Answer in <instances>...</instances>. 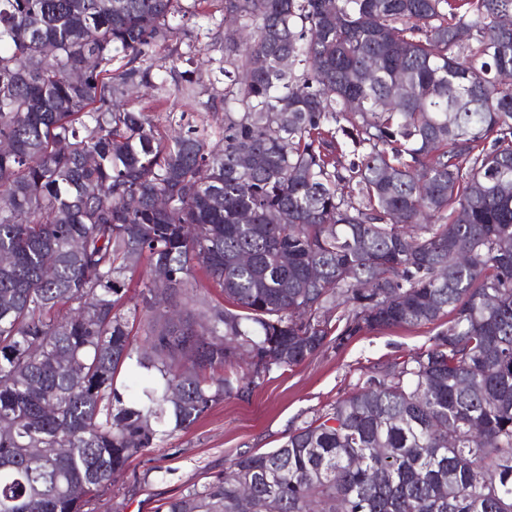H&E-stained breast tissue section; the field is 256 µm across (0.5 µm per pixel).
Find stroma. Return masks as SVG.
<instances>
[{
    "label": "stroma",
    "mask_w": 512,
    "mask_h": 512,
    "mask_svg": "<svg viewBox=\"0 0 512 512\" xmlns=\"http://www.w3.org/2000/svg\"><path fill=\"white\" fill-rule=\"evenodd\" d=\"M223 6V0H202L197 21L179 27L155 50L159 62L175 58L179 70L194 68L204 87L196 101L184 99L172 84L163 94L127 100L129 109L153 115L160 135L173 134L184 111L209 133L224 127V77L217 70L224 32L216 27ZM437 330L431 324L366 332L342 348H324L291 370L272 372L248 398L220 401L195 425L134 457L112 489L89 503L90 512H158L168 498L224 473L237 454L279 447L292 426L344 396L364 372L428 349Z\"/></svg>",
    "instance_id": "stroma-1"
}]
</instances>
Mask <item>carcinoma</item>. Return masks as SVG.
<instances>
[{
	"instance_id": "cac0c4a2",
	"label": "carcinoma",
	"mask_w": 512,
	"mask_h": 512,
	"mask_svg": "<svg viewBox=\"0 0 512 512\" xmlns=\"http://www.w3.org/2000/svg\"><path fill=\"white\" fill-rule=\"evenodd\" d=\"M505 14L512 0H224L248 34L224 37L213 141L194 125L162 139L120 106L184 77L153 49L193 7L0 0V512H84L132 458L272 371L443 318L426 351L165 512H239L245 486L270 512H512ZM144 260L168 279L130 297ZM160 295L192 316L155 331Z\"/></svg>"
}]
</instances>
